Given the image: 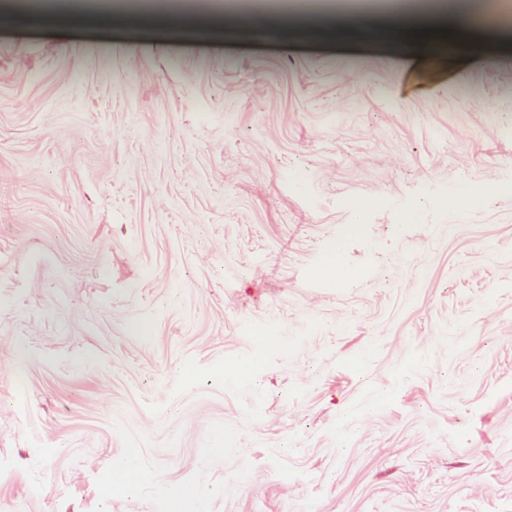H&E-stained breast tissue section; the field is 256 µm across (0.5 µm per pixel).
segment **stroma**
<instances>
[{"label": "stroma", "mask_w": 512, "mask_h": 512, "mask_svg": "<svg viewBox=\"0 0 512 512\" xmlns=\"http://www.w3.org/2000/svg\"><path fill=\"white\" fill-rule=\"evenodd\" d=\"M68 2L0 24V512H512V44ZM338 269L339 258L336 251L332 250L324 257L320 266L321 273L327 278L340 274V281L345 285H353L360 279L361 273L358 269H345L341 272ZM139 450L128 449L126 455L113 463L110 489H128L137 486L143 478V473L138 466Z\"/></svg>", "instance_id": "obj_1"}]
</instances>
